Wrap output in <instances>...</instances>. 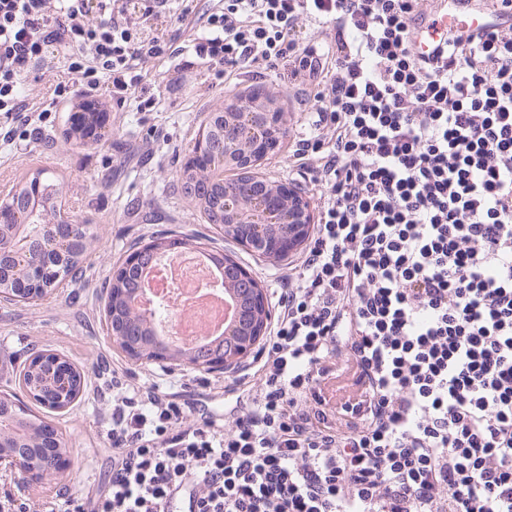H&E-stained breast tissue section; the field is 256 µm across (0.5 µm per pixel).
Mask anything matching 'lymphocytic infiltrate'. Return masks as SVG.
<instances>
[{
    "instance_id": "1",
    "label": "lymphocytic infiltrate",
    "mask_w": 512,
    "mask_h": 512,
    "mask_svg": "<svg viewBox=\"0 0 512 512\" xmlns=\"http://www.w3.org/2000/svg\"><path fill=\"white\" fill-rule=\"evenodd\" d=\"M423 2L0 0L4 139L74 94L157 110L201 64L305 108L318 216L251 382L219 415L113 377L112 472L69 512H512V24L421 57Z\"/></svg>"
}]
</instances>
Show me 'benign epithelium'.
I'll list each match as a JSON object with an SVG mask.
<instances>
[{"label":"benign epithelium","mask_w":512,"mask_h":512,"mask_svg":"<svg viewBox=\"0 0 512 512\" xmlns=\"http://www.w3.org/2000/svg\"><path fill=\"white\" fill-rule=\"evenodd\" d=\"M283 113L278 111L270 93L256 86L240 100L224 103L218 123L203 128L187 157L191 168H210L216 154H224L227 164L241 163L242 179L224 192V237L268 257L286 256L295 251L306 236L308 225L314 223L310 202L299 188L290 184H267L254 179L251 166L273 151L286 135ZM273 224L272 232L262 231L263 225ZM79 224H46L38 246L39 259L61 253V246L78 236ZM30 258L29 246L16 237L0 235V261L25 263ZM241 289L257 293L253 307L240 313L239 328L252 329V335L228 350L224 357L212 360L214 371H225L241 364L264 336L271 312L264 289L254 275L240 268ZM41 363L58 373L57 382L50 386L53 395L44 400L51 412H62L81 396L83 374L68 359L49 351L33 354ZM0 464L14 469L29 485H39L47 472L34 461L13 453L0 451Z\"/></svg>","instance_id":"7a95c632"}]
</instances>
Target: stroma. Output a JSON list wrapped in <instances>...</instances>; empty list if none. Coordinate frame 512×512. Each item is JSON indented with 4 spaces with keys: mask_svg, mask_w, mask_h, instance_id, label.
Returning a JSON list of instances; mask_svg holds the SVG:
<instances>
[{
    "mask_svg": "<svg viewBox=\"0 0 512 512\" xmlns=\"http://www.w3.org/2000/svg\"><path fill=\"white\" fill-rule=\"evenodd\" d=\"M254 83L252 76L242 74L218 84L201 69L182 95L156 112H139L132 106L120 110L99 100L106 136L98 145L79 144L69 132L71 117L82 104L75 97L63 111L48 113L37 131L21 130L13 143L0 142V190L9 191L25 175L46 170L63 185L66 211L91 227L97 237L85 257L86 275L81 282H63L43 301L0 302V395L19 393L21 363L32 347L63 355L84 374L80 399L67 411L51 416L69 451L68 484L73 491L95 495L111 467L107 438L111 408L96 394L99 363H109L135 383L152 378L165 386L174 378L194 390L204 376L173 361L131 359L114 342L107 331L101 292L113 268L158 233L210 234L221 251L252 272L265 292L277 286L280 262L259 258L223 235L212 234L175 182V170L185 162L208 113ZM57 491L55 481L32 486L0 468V501L30 495L41 500L46 512H64L66 504Z\"/></svg>",
    "mask_w": 512,
    "mask_h": 512,
    "instance_id": "35a3bbf8",
    "label": "stroma"
}]
</instances>
